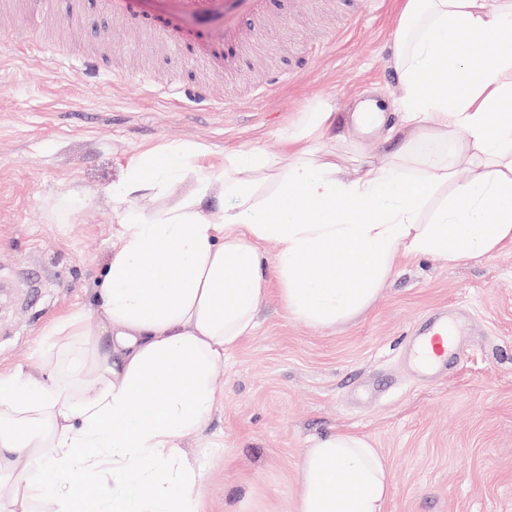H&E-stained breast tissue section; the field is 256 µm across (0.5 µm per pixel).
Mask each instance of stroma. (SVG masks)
<instances>
[{"label":"stroma","mask_w":512,"mask_h":512,"mask_svg":"<svg viewBox=\"0 0 512 512\" xmlns=\"http://www.w3.org/2000/svg\"><path fill=\"white\" fill-rule=\"evenodd\" d=\"M0 36L24 43L0 56V369L47 373L57 364L34 352L60 318L94 302L118 221L108 191L140 152L170 143L204 147L202 164L249 147L282 152L280 134L319 107L336 125L312 141L346 164L376 163L399 139L348 137L355 103L394 98L391 62L402 0H310L289 14H245L248 47L202 38L203 23L170 16L167 0H138L126 20L95 0H73L70 18L43 0H8ZM192 38L182 56L166 51L153 25ZM109 57L118 78L82 81L64 55ZM290 72L256 100V84ZM172 80L204 82L220 102L198 109L154 97ZM82 194L78 214L69 200ZM467 308L476 332L465 358L428 381L413 370L410 329L421 317ZM256 330L214 371L222 398L191 444L206 512L247 500L248 512H294L296 471L318 435L368 437L391 472L386 512H512V249L455 264L403 261L357 318L327 329L292 318L266 295Z\"/></svg>","instance_id":"obj_1"}]
</instances>
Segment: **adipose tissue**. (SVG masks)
Segmentation results:
<instances>
[{"label": "adipose tissue", "instance_id": "1", "mask_svg": "<svg viewBox=\"0 0 512 512\" xmlns=\"http://www.w3.org/2000/svg\"><path fill=\"white\" fill-rule=\"evenodd\" d=\"M392 62L401 124L387 134L401 145L381 165L308 150L331 126L314 109L284 134L288 155L203 166L198 146L167 145L127 166L96 305L36 347L69 351L64 369L0 371V420L14 425L0 431V512H203L189 444L219 399L214 366L254 331L269 283L325 329L366 310L403 258L512 247V0H406ZM175 181L187 188L173 198ZM298 486L296 512H385L390 470L339 430L304 449Z\"/></svg>", "mask_w": 512, "mask_h": 512}]
</instances>
